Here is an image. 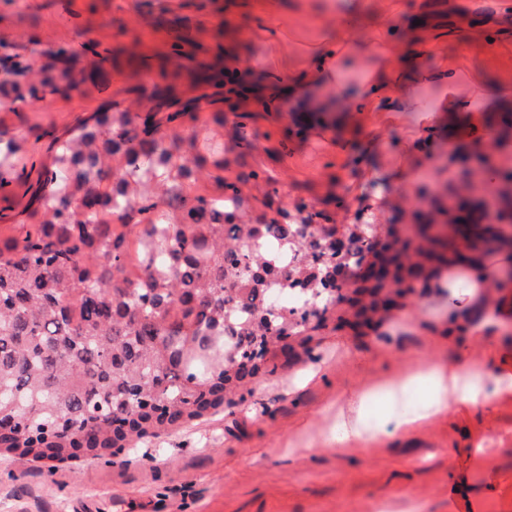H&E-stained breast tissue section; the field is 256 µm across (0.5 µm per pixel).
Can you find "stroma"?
I'll return each instance as SVG.
<instances>
[{"instance_id": "1", "label": "stroma", "mask_w": 512, "mask_h": 512, "mask_svg": "<svg viewBox=\"0 0 512 512\" xmlns=\"http://www.w3.org/2000/svg\"><path fill=\"white\" fill-rule=\"evenodd\" d=\"M276 31L288 45L267 40ZM369 45L393 34L390 63L347 57V81L332 112L298 111L311 51L327 33ZM66 52L71 83L55 94L0 107V146L15 142L8 193L0 192V234L45 213L38 186L58 148L103 109L141 128L153 117L203 171L184 180L186 202L235 197L249 224L289 220L332 227L346 237L369 224L396 230L408 253L415 227L442 224L449 246L467 242L508 267L499 229L449 225L457 203L470 211L500 198L512 172V0H362L357 14L329 13L320 0H0V69L34 70L29 84L58 74ZM382 72L381 90L358 80ZM457 72V105L423 127L400 112L417 87L433 108L434 75ZM238 71L246 100L225 98L224 72ZM448 286L417 283L380 314L377 331L346 328L356 310L330 307L324 328L290 338L288 355L251 384L244 402L205 423H189L134 450L57 470L0 456V512H512V394L485 407L461 402L387 439L385 414L418 410L424 384L371 401L362 416L348 393L384 372L430 363L512 375V332L475 334L465 310L449 334L440 316ZM360 419V438L337 444V420Z\"/></svg>"}]
</instances>
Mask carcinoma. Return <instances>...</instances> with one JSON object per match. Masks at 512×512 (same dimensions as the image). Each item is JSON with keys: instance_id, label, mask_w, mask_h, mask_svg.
Instances as JSON below:
<instances>
[{"instance_id": "1", "label": "carcinoma", "mask_w": 512, "mask_h": 512, "mask_svg": "<svg viewBox=\"0 0 512 512\" xmlns=\"http://www.w3.org/2000/svg\"><path fill=\"white\" fill-rule=\"evenodd\" d=\"M28 68L0 75L5 92L20 93ZM124 159L120 174L107 163ZM57 168L42 173L39 224H19L0 237V445L51 448L36 462L79 458L84 448H130L224 406L226 394L266 373L270 352L288 351V338L328 306L355 305L384 284L364 277L345 282L347 264L381 265L396 284L424 274V260L444 261L417 225L427 246L413 261L398 241H381L357 224L349 246L320 236L305 262L285 270L251 250L260 237L300 245L298 224H242L225 205L179 200L175 224L160 220L158 197L133 198L129 181L144 186L193 171L145 120L139 131L104 111L81 136L61 146ZM111 180L108 190L101 189ZM140 219L142 263L148 276L134 280L123 241L104 215ZM318 298L320 308L296 321L261 306L258 286L269 279ZM240 323L236 355L213 370L202 357L205 338L224 335L229 309Z\"/></svg>"}]
</instances>
